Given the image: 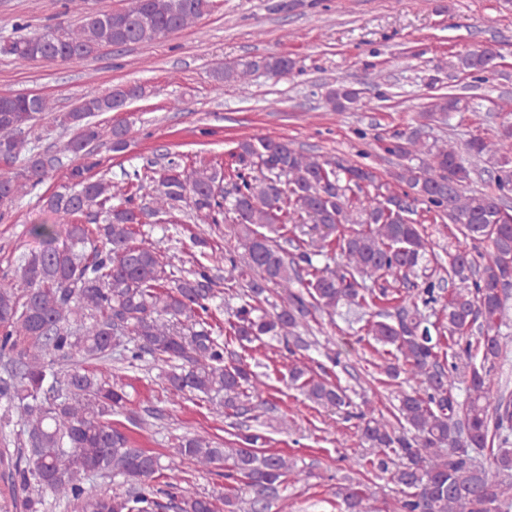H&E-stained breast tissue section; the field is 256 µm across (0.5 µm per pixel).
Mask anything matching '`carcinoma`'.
<instances>
[{
  "instance_id": "carcinoma-1",
  "label": "carcinoma",
  "mask_w": 512,
  "mask_h": 512,
  "mask_svg": "<svg viewBox=\"0 0 512 512\" xmlns=\"http://www.w3.org/2000/svg\"><path fill=\"white\" fill-rule=\"evenodd\" d=\"M211 0H132L127 9L90 12L75 27L57 24L36 37L0 40V55L26 66L38 60H82L104 47L151 44L199 21ZM295 61L281 55L226 64L216 80L246 84L258 72L281 77ZM451 67L473 78L494 72L496 55L474 49ZM136 84L84 98L64 119L73 133L55 154L29 147L26 130L52 111L49 101L29 94L0 97V151L5 162L26 157L25 181L0 175V219L15 205L26 183H42L58 161L72 155L75 164L59 189L42 198L46 211L82 215L58 229L34 224L30 234L42 248L18 258L14 277L0 284V358L7 361L0 378V402L17 413L24 439L4 465L12 487L27 493L25 507L38 512L46 495L77 512H156L158 497L177 512H260L288 476V457L257 447L260 434H241L237 448H222L205 436L183 438L162 464L161 456L131 445L128 434L112 425L128 393L112 387L86 367L106 362L118 347L134 362L148 354L170 364L166 391L192 400L221 394L224 411L251 418L268 401L252 402L257 374L241 358L225 360L228 343L215 334L210 303L221 282H247V300L227 320L229 336L246 348L267 336L295 354L302 339L297 329L309 315H328L340 307L362 311L380 304L393 311L376 314L367 335L386 349L382 373L392 382L406 374L415 386L402 391L393 413L400 429L384 417L361 409L339 384L295 366L290 378L300 383L314 404L335 408L357 420L362 441L376 450L362 467L390 474L400 497L393 512H509L512 502V402L493 396L485 365L500 357L498 321L512 285V209L502 198L512 192V120L499 124L496 139L473 136L460 144L429 139L417 129L393 142L387 151L402 163L394 173L400 191L378 181L369 167L321 159L269 137L237 141L234 186L224 192V177L202 166L189 171L171 161L157 171L133 173L130 190L112 204V182L96 178L95 145L109 137L121 152L127 127L109 130L92 118L141 97ZM362 91L340 83L326 92L334 112L362 102ZM463 98L440 95L422 113L420 126L466 109ZM490 166L498 193L470 188V167L463 155ZM264 176L253 175L255 170ZM153 184L146 204L138 202L145 183ZM371 186L375 193L359 206L351 195ZM185 204L209 224H236L243 261L228 249L213 264L184 270L156 249L134 243V225L169 216ZM422 211L447 217L462 236L487 243L482 251L464 249L439 264L422 224ZM297 217L311 220L316 236L299 240L297 252L255 227L275 230ZM341 261L332 269L317 257ZM423 277L422 282L414 278ZM453 288L447 290V282ZM372 286H367V283ZM277 288L284 295L280 311L257 305ZM448 292L443 321H431L427 308ZM480 337L470 340L474 325ZM448 345L451 359L440 358ZM481 355L470 365L466 396L453 393L456 360ZM498 445L492 459L475 461L473 450ZM212 472L222 468L228 491L190 493L163 482L164 471L183 464ZM93 475L120 476L123 494H108L89 482ZM345 512H376L367 485L348 475L338 486Z\"/></svg>"
}]
</instances>
